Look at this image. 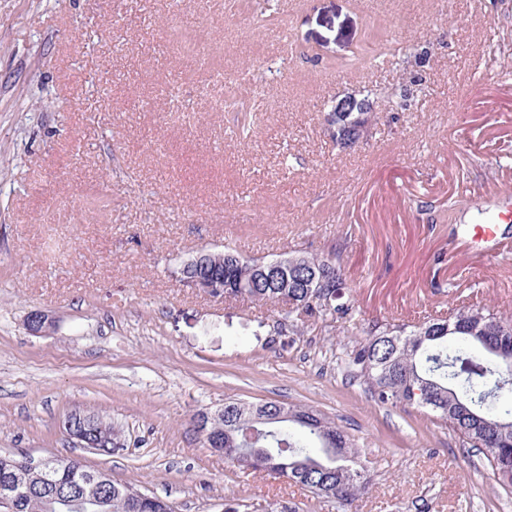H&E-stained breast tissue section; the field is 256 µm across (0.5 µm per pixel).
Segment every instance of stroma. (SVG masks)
Returning <instances> with one entry per match:
<instances>
[{"mask_svg": "<svg viewBox=\"0 0 512 512\" xmlns=\"http://www.w3.org/2000/svg\"><path fill=\"white\" fill-rule=\"evenodd\" d=\"M0 0V455L79 456L175 512L333 501L244 474L199 411L275 401L325 414L369 471L353 512H512L484 456L433 415L373 401L345 372L352 330L278 325L268 306L181 281L230 245L326 254L338 232L361 325L459 302L512 310V0ZM395 42L353 70L371 27ZM428 51L414 111L381 90ZM370 96L367 141L336 145V96ZM249 120L252 140L233 131ZM36 310L48 335L26 329ZM75 410L125 447L74 448Z\"/></svg>", "mask_w": 512, "mask_h": 512, "instance_id": "35a3bbf8", "label": "stroma"}]
</instances>
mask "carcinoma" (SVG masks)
I'll return each mask as SVG.
<instances>
[{
  "mask_svg": "<svg viewBox=\"0 0 512 512\" xmlns=\"http://www.w3.org/2000/svg\"><path fill=\"white\" fill-rule=\"evenodd\" d=\"M224 299L280 307L279 315L305 324L350 323L356 307L339 251L327 257L294 251L288 278L257 271L262 260L222 251ZM348 353L347 369L381 404L415 405L431 413L462 443L484 454L504 489H512V316L489 307L454 308L446 317L409 324L384 321L362 330ZM240 412L224 423V459L244 473L267 472L337 504L352 506L369 486L356 443L317 411L289 406L300 420L254 423L259 411L279 403L235 401ZM125 483H112L111 512H173L152 494L145 504ZM18 512H54L46 496H22Z\"/></svg>",
  "mask_w": 512,
  "mask_h": 512,
  "instance_id": "carcinoma-1",
  "label": "carcinoma"
}]
</instances>
